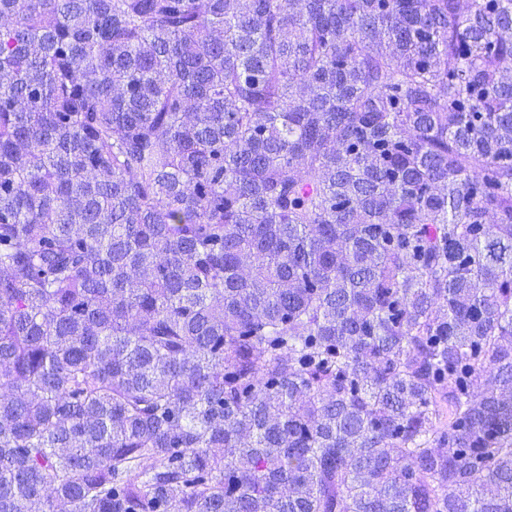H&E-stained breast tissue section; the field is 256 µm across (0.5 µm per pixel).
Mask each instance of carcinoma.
<instances>
[{"label": "carcinoma", "mask_w": 512, "mask_h": 512, "mask_svg": "<svg viewBox=\"0 0 512 512\" xmlns=\"http://www.w3.org/2000/svg\"><path fill=\"white\" fill-rule=\"evenodd\" d=\"M0 512H512V0H0Z\"/></svg>", "instance_id": "obj_1"}]
</instances>
